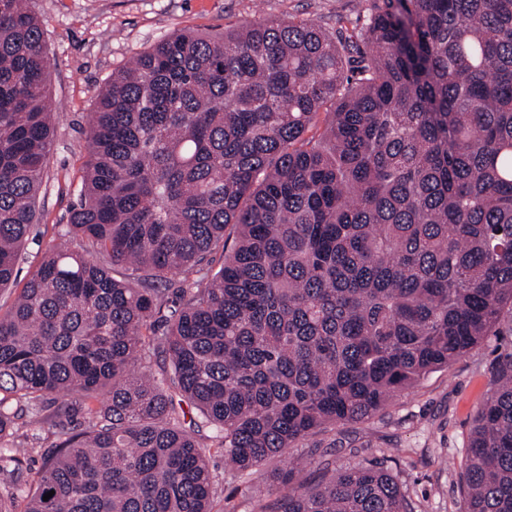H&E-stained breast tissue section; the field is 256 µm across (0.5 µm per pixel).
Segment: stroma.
Instances as JSON below:
<instances>
[{
  "label": "stroma",
  "instance_id": "35a3bbf8",
  "mask_svg": "<svg viewBox=\"0 0 512 512\" xmlns=\"http://www.w3.org/2000/svg\"><path fill=\"white\" fill-rule=\"evenodd\" d=\"M372 0H36L50 48L49 103L55 137L38 193V219L17 265V277L0 289V313L7 312L49 247L68 243L71 211L78 200L88 154L84 130L97 95L125 61L160 39L184 29L218 32L260 19L298 18L333 32L361 26ZM512 352V332L488 337L448 368L430 373L370 418L337 425L297 443L285 461L266 462L254 474L266 488H278L286 469L313 485L335 470L382 458L412 512H464L460 490L474 416L484 401L491 368ZM62 401L43 404V418H24L28 452L20 480L33 485L58 442L46 418ZM218 476L215 508L232 501L237 512H253L244 481L224 465L220 452L207 454Z\"/></svg>",
  "mask_w": 512,
  "mask_h": 512
}]
</instances>
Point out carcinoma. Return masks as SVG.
<instances>
[{"mask_svg":"<svg viewBox=\"0 0 512 512\" xmlns=\"http://www.w3.org/2000/svg\"><path fill=\"white\" fill-rule=\"evenodd\" d=\"M50 67L33 0H0V288L37 221ZM87 139L76 247L52 248L0 314V512H214L183 404L249 476L383 410L512 314V0H382L351 34L184 30L112 73ZM49 396L66 398L50 416L62 438L28 490L11 480L18 420ZM461 490L465 512H512V354ZM254 503L411 512L377 461Z\"/></svg>","mask_w":512,"mask_h":512,"instance_id":"1","label":"carcinoma"}]
</instances>
